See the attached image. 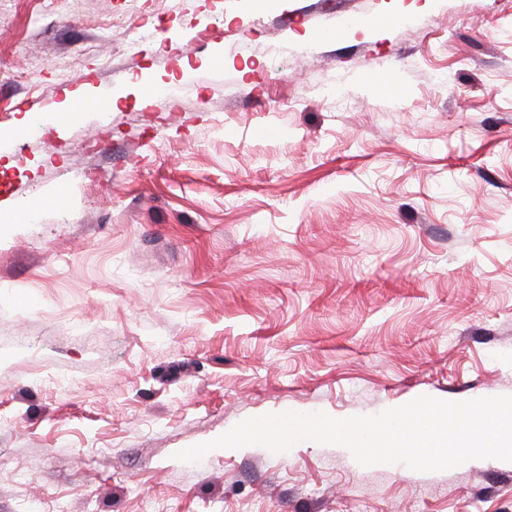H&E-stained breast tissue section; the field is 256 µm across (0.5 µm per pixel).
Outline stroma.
Masks as SVG:
<instances>
[{
	"instance_id": "obj_1",
	"label": "stroma",
	"mask_w": 512,
	"mask_h": 512,
	"mask_svg": "<svg viewBox=\"0 0 512 512\" xmlns=\"http://www.w3.org/2000/svg\"><path fill=\"white\" fill-rule=\"evenodd\" d=\"M421 395H512V0H0V512H512L496 459L175 458Z\"/></svg>"
}]
</instances>
